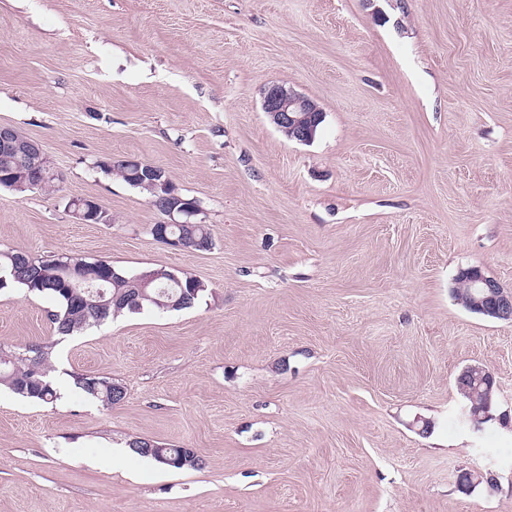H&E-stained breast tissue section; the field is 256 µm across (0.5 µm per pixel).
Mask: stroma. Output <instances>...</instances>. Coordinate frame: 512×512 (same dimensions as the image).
<instances>
[{
	"label": "stroma",
	"instance_id": "1",
	"mask_svg": "<svg viewBox=\"0 0 512 512\" xmlns=\"http://www.w3.org/2000/svg\"><path fill=\"white\" fill-rule=\"evenodd\" d=\"M274 83L322 110L311 142L264 112ZM0 125L61 176L0 188V249L207 287L65 337L53 299L0 291V350L126 391L1 386L0 512H512V321L452 295L467 267L512 292V0H0ZM126 156L200 202L211 250L154 239L166 215L98 166ZM473 365L496 386L478 432ZM473 381H477L479 385L484 384L489 390L493 384V376L487 369L475 366L468 367L458 379L459 391L467 402L464 412L468 413L469 419L465 413L464 417L467 422H471L475 431H480L488 421L487 403L486 400L479 402L478 386H473ZM76 387L82 390L84 393L92 396L105 403L106 405L118 404L119 400H112L113 396L124 395V389L121 385L112 383V379L99 378V377H77ZM112 383V387H108L106 384ZM126 395V393H125ZM123 396L122 400L125 398ZM137 439L138 440H135V439H133V441L130 440L128 443V446L132 450L133 453H135L139 456H142V457H149V458L153 459L155 462L161 464L162 466H164L168 469H172V470L195 469V468H198L199 465L201 464V460L198 455H197L195 461L184 464L182 461V457H181L182 456L181 448L166 447L167 444L159 443L156 441H153V443L158 446L157 448L163 449V454L161 457H163L164 460L161 461L158 457H155L157 454L156 448H136V449L140 450L143 454H146V455H143V454L139 453L138 451H135L132 448L131 443L132 442H144V440H146V439H141V438H137ZM148 455H155V456H148Z\"/></svg>",
	"mask_w": 512,
	"mask_h": 512
}]
</instances>
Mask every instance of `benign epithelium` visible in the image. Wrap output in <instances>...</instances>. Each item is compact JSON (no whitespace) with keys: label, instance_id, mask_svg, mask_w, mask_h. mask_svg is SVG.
<instances>
[{"label":"benign epithelium","instance_id":"7a95c632","mask_svg":"<svg viewBox=\"0 0 512 512\" xmlns=\"http://www.w3.org/2000/svg\"><path fill=\"white\" fill-rule=\"evenodd\" d=\"M263 110L276 127L288 128L290 139L308 143L314 138L316 124L323 118V112L310 98L280 84L270 85L263 99ZM25 150L27 153L28 169L34 173L36 181H45L58 177L48 157L41 146L22 136L15 129L0 125V151L6 153ZM124 162L137 169L139 181L149 182L157 188L166 186L162 171L156 166L141 167V161L127 157ZM164 213L170 217L171 223H192V219L201 214L198 204H183L181 200L167 202ZM459 288L466 290V298L471 307L487 309L498 319L512 318V292L505 291L495 280L484 276L476 268L460 271L457 277ZM478 382L491 388L493 376L483 367H469L458 379L459 391L466 400L464 412L468 413L472 428L476 431L483 429L487 422V403L478 400Z\"/></svg>","mask_w":512,"mask_h":512}]
</instances>
